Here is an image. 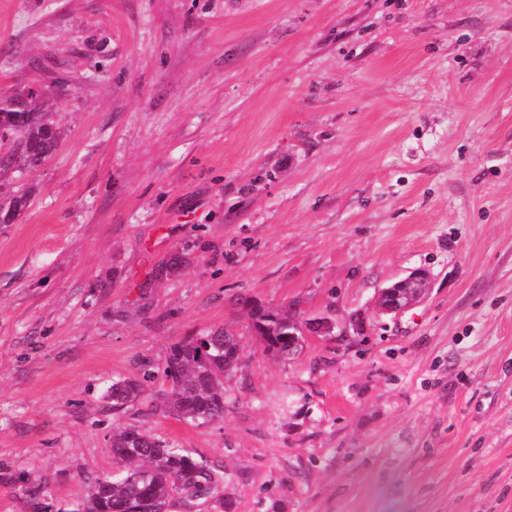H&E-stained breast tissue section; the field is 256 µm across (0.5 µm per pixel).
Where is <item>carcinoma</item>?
I'll use <instances>...</instances> for the list:
<instances>
[{
    "instance_id": "cac0c4a2",
    "label": "carcinoma",
    "mask_w": 512,
    "mask_h": 512,
    "mask_svg": "<svg viewBox=\"0 0 512 512\" xmlns=\"http://www.w3.org/2000/svg\"><path fill=\"white\" fill-rule=\"evenodd\" d=\"M51 108L46 101L27 97L14 110H0V146H9L0 159V173L11 172L20 181L54 153L60 129ZM26 203L24 193L0 203V223L13 222ZM251 321L264 352L285 358L298 351L299 329L288 312L262 308ZM238 347L236 336L222 329L173 344L163 369L171 390L152 408L198 426L224 418V373L238 367ZM152 379L154 372L145 369L114 381L106 398L113 409H124L145 397ZM108 441L116 473L91 480L85 499L73 512H169L175 501L191 510L197 501L209 498L222 509L231 508L216 472L191 451L135 425L112 428Z\"/></svg>"
}]
</instances>
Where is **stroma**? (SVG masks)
I'll return each instance as SVG.
<instances>
[{"mask_svg":"<svg viewBox=\"0 0 512 512\" xmlns=\"http://www.w3.org/2000/svg\"><path fill=\"white\" fill-rule=\"evenodd\" d=\"M31 88L62 138L0 224V512H74L127 424L231 512H512V0H0ZM246 295L332 329L272 356ZM219 328L222 421L113 411ZM426 280L423 273L416 272L384 289L378 302L379 310L395 313L411 306L425 291ZM154 372L144 369L138 376L126 377L112 382L106 398L112 401V408L121 410L141 400L149 390V383L154 379Z\"/></svg>","mask_w":512,"mask_h":512,"instance_id":"35a3bbf8","label":"stroma"}]
</instances>
